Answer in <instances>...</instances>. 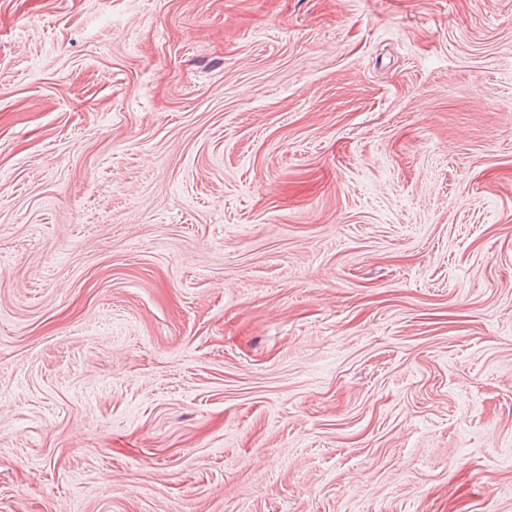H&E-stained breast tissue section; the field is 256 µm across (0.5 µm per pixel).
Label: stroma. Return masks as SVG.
I'll return each instance as SVG.
<instances>
[{
	"label": "stroma",
	"mask_w": 512,
	"mask_h": 512,
	"mask_svg": "<svg viewBox=\"0 0 512 512\" xmlns=\"http://www.w3.org/2000/svg\"><path fill=\"white\" fill-rule=\"evenodd\" d=\"M0 512H512V0H0Z\"/></svg>",
	"instance_id": "35a3bbf8"
}]
</instances>
